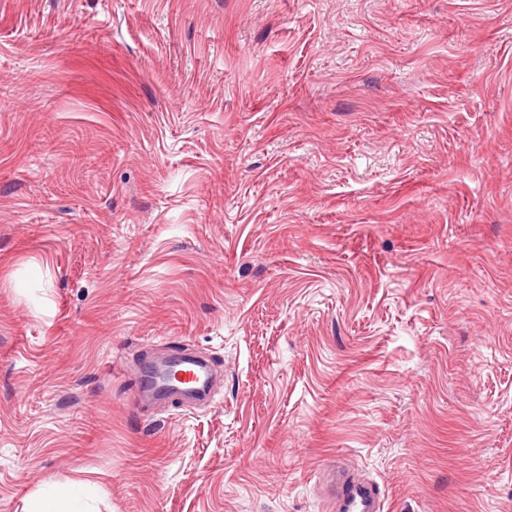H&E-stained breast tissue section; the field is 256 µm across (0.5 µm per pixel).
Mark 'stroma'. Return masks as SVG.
Listing matches in <instances>:
<instances>
[{
	"mask_svg": "<svg viewBox=\"0 0 512 512\" xmlns=\"http://www.w3.org/2000/svg\"><path fill=\"white\" fill-rule=\"evenodd\" d=\"M214 363L135 409L143 365ZM512 512V0H0V512ZM170 368L176 375V379L170 383L172 393L198 395L208 390L207 367L196 357L179 355L170 362ZM327 481L333 504H343V508L336 509L338 512H377L386 509L385 501L378 497L373 486L355 482L340 467L328 473ZM95 493L90 481L50 485L35 497L27 512H92L87 500Z\"/></svg>",
	"mask_w": 512,
	"mask_h": 512,
	"instance_id": "obj_1",
	"label": "stroma"
}]
</instances>
